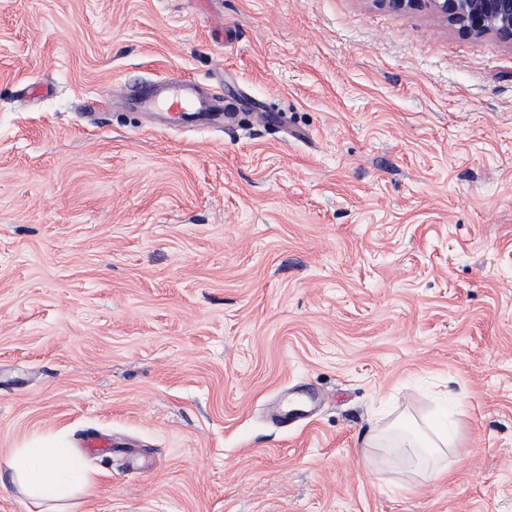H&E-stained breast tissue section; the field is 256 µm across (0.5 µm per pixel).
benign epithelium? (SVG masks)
<instances>
[{
	"label": "benign epithelium",
	"mask_w": 512,
	"mask_h": 512,
	"mask_svg": "<svg viewBox=\"0 0 512 512\" xmlns=\"http://www.w3.org/2000/svg\"><path fill=\"white\" fill-rule=\"evenodd\" d=\"M404 11L424 5L449 24L472 35L495 33L512 41V0H380Z\"/></svg>",
	"instance_id": "7a95c632"
}]
</instances>
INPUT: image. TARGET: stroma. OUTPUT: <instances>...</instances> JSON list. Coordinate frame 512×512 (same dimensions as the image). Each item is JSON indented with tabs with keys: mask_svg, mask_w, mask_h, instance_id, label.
Segmentation results:
<instances>
[{
	"mask_svg": "<svg viewBox=\"0 0 512 512\" xmlns=\"http://www.w3.org/2000/svg\"><path fill=\"white\" fill-rule=\"evenodd\" d=\"M180 76L234 124L123 95ZM419 426L448 478L369 444ZM46 445L98 477L68 512H512V43L375 0H0V512H39L6 462Z\"/></svg>",
	"mask_w": 512,
	"mask_h": 512,
	"instance_id": "35a3bbf8",
	"label": "stroma"
}]
</instances>
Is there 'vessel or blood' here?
<instances>
[{
    "mask_svg": "<svg viewBox=\"0 0 512 512\" xmlns=\"http://www.w3.org/2000/svg\"><path fill=\"white\" fill-rule=\"evenodd\" d=\"M134 93L140 112L149 116L164 114L179 121L190 118L206 128L223 125L227 118L223 92L201 96L187 79L148 82L136 87Z\"/></svg>",
    "mask_w": 512,
    "mask_h": 512,
    "instance_id": "b4317fda",
    "label": "vessel or blood"
}]
</instances>
